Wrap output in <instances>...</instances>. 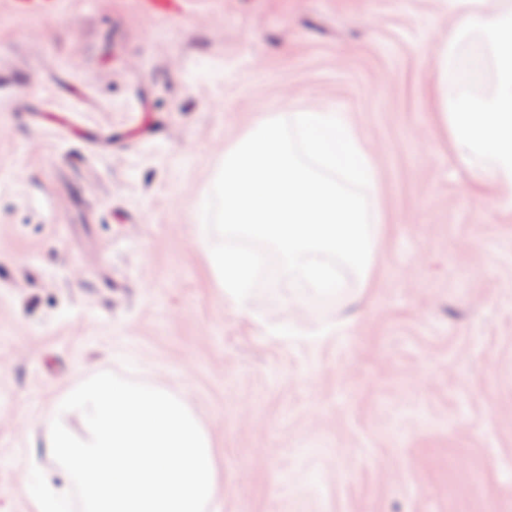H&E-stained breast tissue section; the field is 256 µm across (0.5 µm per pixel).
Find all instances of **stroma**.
Masks as SVG:
<instances>
[{
    "label": "stroma",
    "instance_id": "1",
    "mask_svg": "<svg viewBox=\"0 0 512 512\" xmlns=\"http://www.w3.org/2000/svg\"><path fill=\"white\" fill-rule=\"evenodd\" d=\"M452 22L448 0H0V512H30L40 415L96 370L189 402L219 512H512V211L466 192L431 107ZM303 107L373 153L379 260L239 312L193 206Z\"/></svg>",
    "mask_w": 512,
    "mask_h": 512
}]
</instances>
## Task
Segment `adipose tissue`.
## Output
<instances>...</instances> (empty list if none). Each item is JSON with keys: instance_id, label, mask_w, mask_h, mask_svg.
Listing matches in <instances>:
<instances>
[{"instance_id": "ef3b65f1", "label": "adipose tissue", "mask_w": 512, "mask_h": 512, "mask_svg": "<svg viewBox=\"0 0 512 512\" xmlns=\"http://www.w3.org/2000/svg\"><path fill=\"white\" fill-rule=\"evenodd\" d=\"M452 2L456 24L441 42L432 70L437 118L467 185L490 191L499 206L512 208V0ZM470 37L479 39L478 63L490 71L489 86L479 95L458 88L459 50Z\"/></svg>"}]
</instances>
